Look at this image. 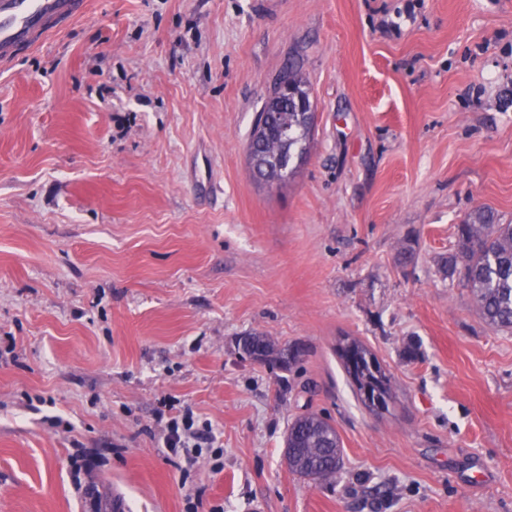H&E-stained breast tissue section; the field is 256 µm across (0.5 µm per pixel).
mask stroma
Listing matches in <instances>:
<instances>
[{
    "instance_id": "stroma-1",
    "label": "stroma",
    "mask_w": 512,
    "mask_h": 512,
    "mask_svg": "<svg viewBox=\"0 0 512 512\" xmlns=\"http://www.w3.org/2000/svg\"><path fill=\"white\" fill-rule=\"evenodd\" d=\"M292 64L314 140L259 181ZM480 207L512 221V0H90L0 67V512H85L79 450L128 512H512V334L440 270ZM252 332L304 354L251 360ZM164 399L212 425L186 475ZM305 412L340 436L333 483L285 463ZM348 343L350 344V349L349 350H351L353 352V355L355 357H359V359L363 363H365L366 362V356H369V357H371L376 362L378 368L383 371L384 378H385L386 385H387V390H388V393H389V398H390V392L392 393V377H391V375L382 366V364L377 359V357L365 345H363L360 341H358L356 339H349V338H347V339H344L343 343H340L338 345L337 353L339 354V357L341 358L342 363H343V367H344L347 375L351 378L352 382L354 383L353 376L357 377L356 371L359 369V365H358V362L356 361L355 362V371L352 372V370L350 368V365H349L348 358H347V351H345L343 349V345L344 344H348ZM354 385H355V383H354ZM355 387H356L357 396L361 400V402L368 409L374 410L371 407H369V405L366 403L365 398L363 397L362 389H363L364 385L362 384V382L359 381L358 385L357 386L355 385Z\"/></svg>"
}]
</instances>
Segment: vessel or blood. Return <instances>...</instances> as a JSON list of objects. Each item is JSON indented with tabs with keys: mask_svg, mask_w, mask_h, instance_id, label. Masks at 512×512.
Instances as JSON below:
<instances>
[{
	"mask_svg": "<svg viewBox=\"0 0 512 512\" xmlns=\"http://www.w3.org/2000/svg\"><path fill=\"white\" fill-rule=\"evenodd\" d=\"M89 0H0V65L84 16Z\"/></svg>",
	"mask_w": 512,
	"mask_h": 512,
	"instance_id": "b4317fda",
	"label": "vessel or blood"
}]
</instances>
